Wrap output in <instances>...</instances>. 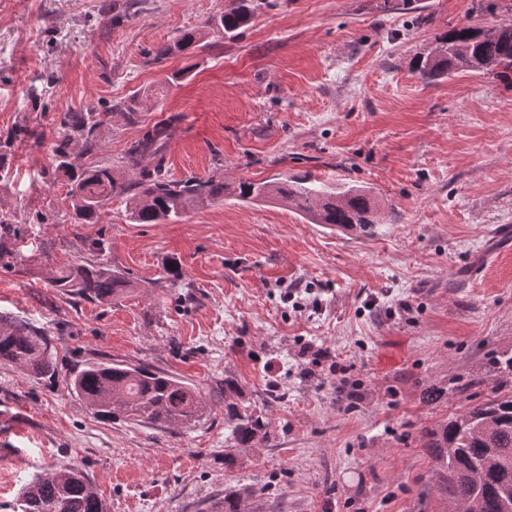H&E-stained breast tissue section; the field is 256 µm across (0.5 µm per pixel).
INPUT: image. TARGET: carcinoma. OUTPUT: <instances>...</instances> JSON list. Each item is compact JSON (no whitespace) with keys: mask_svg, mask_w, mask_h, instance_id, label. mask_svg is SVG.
I'll list each match as a JSON object with an SVG mask.
<instances>
[{"mask_svg":"<svg viewBox=\"0 0 512 512\" xmlns=\"http://www.w3.org/2000/svg\"><path fill=\"white\" fill-rule=\"evenodd\" d=\"M257 5L251 0H232L219 18L218 29L233 40L249 25ZM207 36L202 30L183 33L157 47L154 59L195 50ZM414 70L426 79L458 71L492 74L512 85V23L490 27L451 26L436 38L435 47L417 58ZM149 93H136L109 107L128 118L140 111ZM181 115L148 125L125 150L122 163L139 179L127 182L112 175V166L78 167L74 145L94 149L89 134L100 124L93 112H70L60 120L52 146L53 165L45 175L67 177L68 195L80 224H97L108 198L127 196L130 221L135 224H166L207 200L231 190L242 202L285 203L312 224L359 227L363 233L380 223L381 214L371 195L361 186L340 184L334 188L311 174H295L278 182L241 180L229 187L213 180H174L166 174L171 132ZM99 257L62 271L53 284L63 294L109 304L130 290L131 281L118 268L100 259L107 251L104 241L88 244ZM0 364L24 369L31 377L55 375L58 350L49 331L32 323L0 314ZM497 382L492 395L424 432L429 448L436 449L445 483L448 512H512V391H502L512 379V350H504L493 362ZM70 393L90 406L100 419L124 418L169 427L190 425L207 411L193 387L169 374L144 365L129 366L104 359L84 363L70 379ZM234 420L231 440L251 446L266 437L262 417L240 413L233 403L225 405ZM248 492L232 490L201 504L199 512H247ZM13 512H109L91 481L76 467L67 466L37 474L20 489Z\"/></svg>","mask_w":512,"mask_h":512,"instance_id":"cac0c4a2","label":"carcinoma"}]
</instances>
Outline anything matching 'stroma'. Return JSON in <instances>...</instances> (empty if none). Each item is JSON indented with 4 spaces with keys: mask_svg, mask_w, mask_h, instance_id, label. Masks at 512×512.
Segmentation results:
<instances>
[{
    "mask_svg": "<svg viewBox=\"0 0 512 512\" xmlns=\"http://www.w3.org/2000/svg\"><path fill=\"white\" fill-rule=\"evenodd\" d=\"M478 2L264 0L237 39L213 32L157 61L229 0H0V312L53 332L59 355L40 380L0 365V512L65 466L111 512H196L242 488L254 512H447L422 432L486 399L512 348V87L472 72L428 83L413 61L448 26L512 21V0ZM157 86L142 112L95 128L82 167L120 166L178 113L169 178L309 171L366 187L383 223L348 234L231 196L167 224L130 223L114 197L101 223H77L67 179L44 175L60 118ZM19 127L31 137L13 139ZM94 240L132 282L109 304L51 283ZM171 258L185 287L165 285ZM102 357L177 377L210 414L166 429L97 419L67 383ZM228 378L268 440L232 448ZM429 387L445 398L424 401ZM208 35L202 30H191L183 33L172 42H166L157 47L154 52V59L163 60L175 53H183L188 50H195L200 42Z\"/></svg>",
    "mask_w": 512,
    "mask_h": 512,
    "instance_id": "stroma-1",
    "label": "stroma"
}]
</instances>
